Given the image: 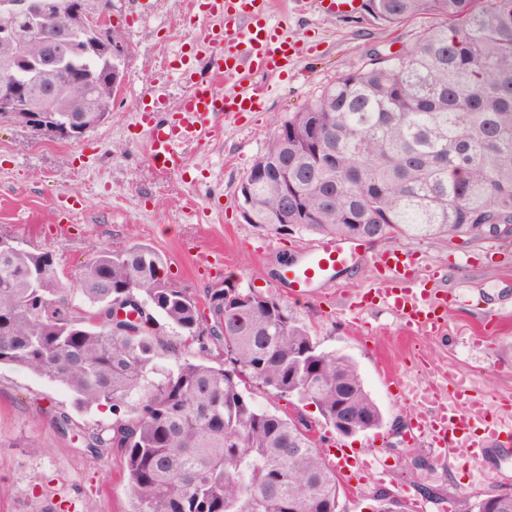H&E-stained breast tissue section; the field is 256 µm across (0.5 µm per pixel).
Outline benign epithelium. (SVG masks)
I'll list each match as a JSON object with an SVG mask.
<instances>
[{
	"label": "benign epithelium",
	"instance_id": "1",
	"mask_svg": "<svg viewBox=\"0 0 512 512\" xmlns=\"http://www.w3.org/2000/svg\"><path fill=\"white\" fill-rule=\"evenodd\" d=\"M0 13L9 17L0 24V41L8 44L6 62L11 69L35 68L49 81L47 90L35 95L24 81L0 80V117L38 135L73 141L103 124L112 112L114 90L127 78L125 50L113 36L107 11L91 9L80 0H4ZM57 16L65 17V25L43 42L39 54H32L33 33ZM17 18L24 19L23 27L14 24ZM72 55L109 57L106 79H61L64 61ZM255 298L265 300L260 293L244 295L234 287L224 295V307L238 309Z\"/></svg>",
	"mask_w": 512,
	"mask_h": 512
}]
</instances>
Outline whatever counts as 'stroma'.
Instances as JSON below:
<instances>
[{"label":"stroma","instance_id":"stroma-1","mask_svg":"<svg viewBox=\"0 0 512 512\" xmlns=\"http://www.w3.org/2000/svg\"><path fill=\"white\" fill-rule=\"evenodd\" d=\"M109 13L127 46V81L102 125L74 142L0 121V237L25 250L54 251L67 283L99 250L144 244L164 257L169 282L197 302L226 284L285 301L321 349L357 364L385 417L380 429L336 441L345 449H376L387 465L382 479L353 473L342 512H372V496L381 488L407 510L421 504L422 512H442L446 505L469 512L488 494L512 491V444L488 454L497 483H478L461 462H440L430 449L409 442L410 406L385 379L390 369L422 382L446 370L467 376L484 392L512 396V239H398L416 271L435 275L436 289L452 300L445 333L407 338L389 310L349 309L351 296L375 284L378 272L369 259L374 245L358 247L352 263L337 271L335 287L293 300L280 273L298 260L313 234H277L247 223L238 198L240 183L289 114L338 76L361 68L372 49L413 42L433 18L387 27L363 9L353 16L320 15L313 0H273L270 21L295 46L287 73L269 78V93L255 111L224 121L222 135L187 148L185 172L162 174L148 165L147 138L134 127L139 96L157 77L169 105H176L183 82L174 59L187 53L202 68L209 53L202 33L209 22L192 17L184 0H112ZM201 246L223 250V268L196 267ZM249 397L261 409L303 415L316 434L330 432L315 406L257 384ZM62 409L74 422L64 434L52 420ZM112 420L108 409L77 408L71 392L32 372L0 366V512H85L89 506L129 512L123 454L115 448L99 456L82 451L83 432ZM404 447L410 456H401ZM413 456L424 460V468L411 466Z\"/></svg>","mask_w":512,"mask_h":512}]
</instances>
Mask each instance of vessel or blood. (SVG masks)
<instances>
[{
    "mask_svg": "<svg viewBox=\"0 0 512 512\" xmlns=\"http://www.w3.org/2000/svg\"><path fill=\"white\" fill-rule=\"evenodd\" d=\"M210 25L205 40L213 47L209 57L211 79L194 81L184 75L185 89L175 108H168L163 93H150L137 108L136 124L148 135L147 161L161 173L184 169L186 146L214 139L221 130L218 116L253 111L269 92L266 76L287 70L290 47L268 19L267 0H196ZM252 82L234 94L218 86L225 79ZM355 249L351 243L323 238L308 245L300 259L283 271L293 298L307 296L310 288L327 282L337 268L347 266ZM382 277L369 298L393 311L409 332H441L447 323L448 300L434 295L429 278L417 273L411 256L389 246L376 255ZM426 411L415 413L410 430L439 456L460 455L464 466L487 483L498 480L486 464L489 443L512 440V397L489 395L471 388L463 377L439 373L421 394Z\"/></svg>",
    "mask_w": 512,
    "mask_h": 512,
    "instance_id": "b4317fda",
    "label": "vessel or blood"
}]
</instances>
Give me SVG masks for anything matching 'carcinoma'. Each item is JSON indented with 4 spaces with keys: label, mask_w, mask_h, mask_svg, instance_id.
I'll use <instances>...</instances> for the list:
<instances>
[{
    "label": "carcinoma",
    "mask_w": 512,
    "mask_h": 512,
    "mask_svg": "<svg viewBox=\"0 0 512 512\" xmlns=\"http://www.w3.org/2000/svg\"><path fill=\"white\" fill-rule=\"evenodd\" d=\"M377 21L439 23L396 52L373 50L273 133L250 169L256 224H288L347 240L479 236L512 224V0H368ZM80 59L73 71L101 74ZM52 251L0 248V366L68 389L79 407H107L84 434L93 454L124 452L132 512H340V487L302 416L255 407L250 380L379 428L384 415L349 357L319 349L278 297L224 312V289L200 306L160 276L147 245L100 251L94 281L66 285ZM137 292L136 320L95 323ZM161 316L180 343L160 340ZM197 345L231 368L160 363Z\"/></svg>",
    "instance_id": "carcinoma-1"
}]
</instances>
